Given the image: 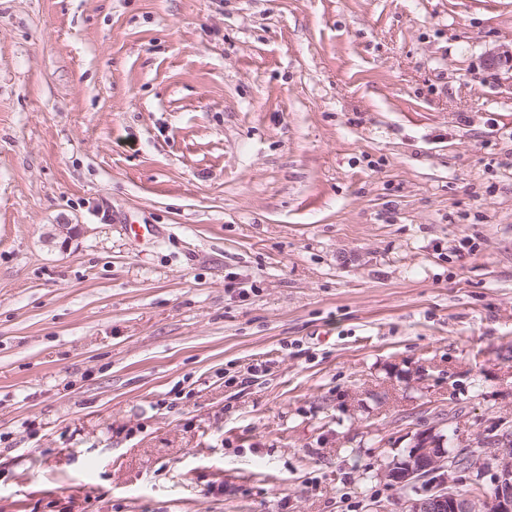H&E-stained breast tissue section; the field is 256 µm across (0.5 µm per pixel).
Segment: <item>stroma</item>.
<instances>
[{
	"instance_id": "stroma-1",
	"label": "stroma",
	"mask_w": 512,
	"mask_h": 512,
	"mask_svg": "<svg viewBox=\"0 0 512 512\" xmlns=\"http://www.w3.org/2000/svg\"><path fill=\"white\" fill-rule=\"evenodd\" d=\"M511 48L512 0H0V512H402L433 409L486 460Z\"/></svg>"
}]
</instances>
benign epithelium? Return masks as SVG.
Masks as SVG:
<instances>
[{
	"mask_svg": "<svg viewBox=\"0 0 512 512\" xmlns=\"http://www.w3.org/2000/svg\"><path fill=\"white\" fill-rule=\"evenodd\" d=\"M490 69L507 68L512 73V49L487 58ZM77 226L57 224L51 239L65 248L76 237ZM494 435L484 440V446L498 461L490 491L481 496H460L454 491V467L448 465V453L433 427L418 431L409 455L397 459L385 470V478L396 485H414L427 481L431 491L425 496L408 497L403 512H512V431L506 420L491 422Z\"/></svg>",
	"mask_w": 512,
	"mask_h": 512,
	"instance_id": "1",
	"label": "benign epithelium"
}]
</instances>
